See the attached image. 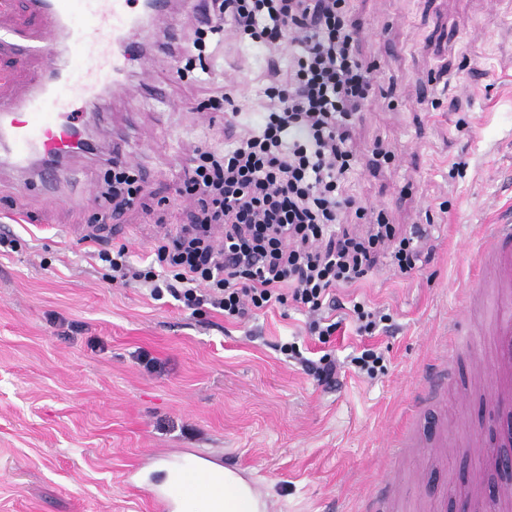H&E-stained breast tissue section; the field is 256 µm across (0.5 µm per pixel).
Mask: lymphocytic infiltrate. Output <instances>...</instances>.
<instances>
[{"label": "lymphocytic infiltrate", "instance_id": "f902f5d3", "mask_svg": "<svg viewBox=\"0 0 512 512\" xmlns=\"http://www.w3.org/2000/svg\"><path fill=\"white\" fill-rule=\"evenodd\" d=\"M179 74L213 58L217 37L287 49L289 65H271L257 122L233 134L223 151L198 152L183 170L181 193L195 206L191 226L133 260L128 249L100 244L93 253L113 279L171 295L183 308L208 305L241 322L294 303L307 329L328 341L338 324L337 289L365 279L378 262L407 274L422 265L427 229L398 231L384 211L347 196L356 165L349 147L355 119L372 90V73L357 52L350 0H205ZM105 189L114 214L144 187L135 167L108 160ZM353 212L367 227L342 223ZM223 226L224 243L212 229Z\"/></svg>", "mask_w": 512, "mask_h": 512}]
</instances>
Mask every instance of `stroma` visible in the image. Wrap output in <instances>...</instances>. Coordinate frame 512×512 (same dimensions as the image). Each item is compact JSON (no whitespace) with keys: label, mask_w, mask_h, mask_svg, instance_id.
Masks as SVG:
<instances>
[{"label":"stroma","mask_w":512,"mask_h":512,"mask_svg":"<svg viewBox=\"0 0 512 512\" xmlns=\"http://www.w3.org/2000/svg\"><path fill=\"white\" fill-rule=\"evenodd\" d=\"M351 8L375 79L346 192L390 223L432 227L421 269L380 265L341 293L385 309L391 328L357 335L339 310L340 327L322 343L305 312L278 306L230 324L209 307L191 313L110 281L90 259L95 244L81 232L113 219L101 187L114 136L123 135L145 195L108 241L139 257L190 220L177 193L182 165L196 148L224 147L223 113L201 106L206 87L232 80L241 111L263 108L256 91L267 59L233 39L207 70L182 79L173 58L156 54L152 76L165 101L141 95L135 77L105 111L85 114L95 149L64 160L74 175L57 186L59 203L46 202L34 172L0 166V234L17 240L0 254V512H149L129 469L160 453L152 478L163 482L182 448L223 449L276 512H357L389 477L421 488L398 497L394 512H439L482 475L494 450L465 437L490 429L488 394L466 371L475 348L488 346L482 335L459 340V377L433 412L448 426L446 454L414 448L393 458L388 446L426 433L414 401L452 322L491 323L487 306L466 308L462 295L494 224L512 216V0H351ZM425 95L439 99L436 110L421 105ZM377 147L394 163L373 167ZM292 337L307 357L337 359L332 382L276 350ZM367 348L386 359L373 380L350 364Z\"/></svg>","instance_id":"35a3bbf8"}]
</instances>
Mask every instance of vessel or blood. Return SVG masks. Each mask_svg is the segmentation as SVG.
I'll list each match as a JSON object with an SVG mask.
<instances>
[{"mask_svg":"<svg viewBox=\"0 0 512 512\" xmlns=\"http://www.w3.org/2000/svg\"><path fill=\"white\" fill-rule=\"evenodd\" d=\"M173 0H23L29 21L0 28V55L12 63L0 69L8 80L12 68L31 59L43 61L20 96L0 100V152L13 169L24 171L36 157L48 158L39 182L47 201H54L63 171L57 159L76 146L75 118L104 108L107 95H119L131 70L147 71L143 47L148 39L174 40L178 31L171 13ZM482 265L493 280L496 301L489 333L492 366L482 374L498 398L497 427L492 444L512 448V217L494 225ZM456 352L447 348L431 370L419 406L441 403L456 376ZM220 452L190 453L173 467L166 483L152 485L142 476L153 465L146 458L129 484L147 501L150 512H185L190 499L204 500L214 512L224 508V481L214 474ZM391 485L372 487L359 512H384Z\"/></svg>","mask_w":512,"mask_h":512,"instance_id":"b4317fda","label":"vessel or blood"}]
</instances>
